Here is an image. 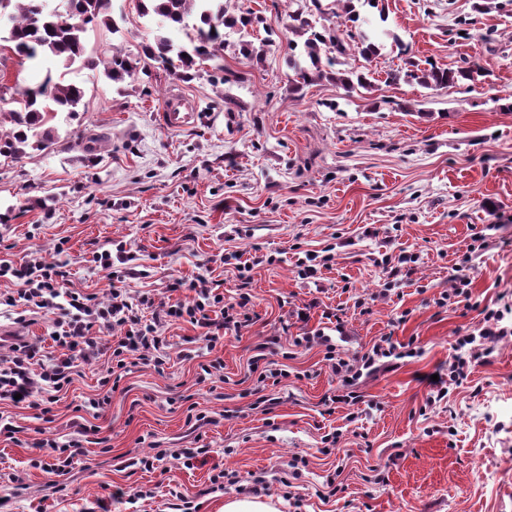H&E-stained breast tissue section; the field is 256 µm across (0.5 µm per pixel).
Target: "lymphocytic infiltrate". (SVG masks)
Returning <instances> with one entry per match:
<instances>
[{
  "label": "lymphocytic infiltrate",
  "mask_w": 512,
  "mask_h": 512,
  "mask_svg": "<svg viewBox=\"0 0 512 512\" xmlns=\"http://www.w3.org/2000/svg\"><path fill=\"white\" fill-rule=\"evenodd\" d=\"M12 280L16 292L0 293V305L9 307L24 304L26 312L17 316V323H25L26 313H43L53 318L52 340L60 348L56 357H42L37 346L21 342L10 346L0 356V402L33 411L36 419H46L53 411L58 393L75 380L79 364L108 360L109 365L98 380V392L88 399L87 407L103 410L119 388L128 366L141 363L163 371L167 356L163 349L167 338L165 325L173 322L190 324L199 331L200 340L208 349H215L226 332L239 331L253 322L249 306L254 297L248 287H241L234 302L224 300L220 282L205 279L175 280L172 291L188 288L191 300L168 301L160 304L152 299L133 300L126 289L113 288L108 302L97 301L91 294H83L69 287L70 260L64 248H57L53 260L36 258L15 265L0 259V279ZM439 307L453 310H478L481 327L478 332H465L455 337V354L448 361V377L434 383L428 400L444 399L448 388L462 384L471 366L484 362L495 344L512 338V326L504 320L512 313V306L491 308L474 301L468 277L458 276L448 291L437 300ZM294 346L324 347V359L335 376L339 401L355 404L359 395L357 382L366 375L387 367L396 357L397 346L391 337L374 341L360 356L350 358L337 350L323 329L295 336ZM90 427L79 424L78 438L61 442L48 436L45 429L34 428L25 442L39 449V456L30 465L43 471L66 474L74 462L83 437Z\"/></svg>",
  "instance_id": "lymphocytic-infiltrate-1"
}]
</instances>
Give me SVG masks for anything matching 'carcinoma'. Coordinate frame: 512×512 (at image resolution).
<instances>
[{"mask_svg":"<svg viewBox=\"0 0 512 512\" xmlns=\"http://www.w3.org/2000/svg\"><path fill=\"white\" fill-rule=\"evenodd\" d=\"M64 11L48 7L47 0H0V42L9 48L21 62L49 59L68 69L78 63L89 70L103 67L104 75L114 83L133 77L139 69L154 61L169 75L182 76L185 72L214 62L220 72L216 80L223 83L238 80V75L222 63L224 30L239 35V53L245 58L259 54L250 37L265 19L252 12L233 13L224 6V0H137L139 16L156 18V34L141 45L136 58L110 45L100 53L87 50L85 34L88 25L101 23L117 31L111 16L110 0H63ZM322 12L321 0H310V9L294 15L296 25L291 33L303 39L302 44L290 43L288 68L293 72L292 91L322 79L339 83L346 91L372 88L369 73L335 69L338 59L357 54L372 62L380 54L383 44L376 42L363 29L355 0H345V33L336 28L316 29L311 17ZM185 32L187 41L174 40L170 33ZM483 69L476 63L456 69L432 67L420 69L409 63V69L390 74L396 81L405 78L425 88L451 87L464 81L475 82ZM85 89L77 84L48 74L37 85H0V101L6 99L17 105L10 112L12 130L0 136V158L14 162L31 145L44 150L51 144V130L45 125L60 112H75L85 105Z\"/></svg>","mask_w":512,"mask_h":512,"instance_id":"obj_1","label":"carcinoma"}]
</instances>
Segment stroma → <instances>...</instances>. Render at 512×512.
<instances>
[{
	"label": "stroma",
	"instance_id": "obj_1",
	"mask_svg": "<svg viewBox=\"0 0 512 512\" xmlns=\"http://www.w3.org/2000/svg\"><path fill=\"white\" fill-rule=\"evenodd\" d=\"M123 15L119 32L94 29L88 49L103 44L137 55L153 31L136 0H112ZM233 10L266 18L277 37L247 59L226 42V68L239 81L220 83L203 65L191 77L161 69L137 75L123 89L74 66L19 64L0 51V83L33 85L46 73L82 84L86 105L52 121L54 143L0 162V259H52L64 243L71 287L108 300L113 287L132 297L162 298L175 280L202 275L222 282L225 297L240 285L217 254L260 248L274 264L251 271L258 321L230 333L208 352L187 323L165 327L164 372L136 365L110 405L94 419L105 445L85 444L66 475L31 468L32 451L0 435V468L24 478L0 479L12 512H102L109 492L135 484L153 497L111 499V512H219L229 496L282 499L281 512H512V341L495 345L462 386L428 404V375L447 370L458 331L476 330L477 312L436 304L457 275V263L483 234L487 248L467 275L474 299L512 302V0H378L361 12L387 30L372 63L349 57L341 68L369 66L373 90L347 92L321 80L289 89L288 25L298 0H231ZM457 68L479 63L476 82L425 88L389 81L404 58ZM192 101L195 126L171 131L158 119L171 93ZM235 108L226 109V100ZM123 244L139 270L95 269L94 251ZM331 249L334 260L316 278L296 273L293 244ZM418 254L412 279L381 289L377 261L386 248ZM365 311L357 313L354 302ZM309 308L308 322L295 313ZM344 311L331 337L356 355L383 336L414 343L418 354L362 377L360 403L324 406L336 379L323 350L292 349V338L323 327V308ZM278 336L267 363L288 364L291 377L267 385L270 413L250 407L255 383L248 365L258 343ZM294 350L291 360L282 352ZM224 359V379L200 381V365ZM98 374L84 367L54 406L53 435L69 434L76 405L96 392ZM209 425L190 433L188 408ZM356 420H349V413ZM341 431L321 454L322 438ZM203 444V462L186 469L167 462L152 472L128 458L152 447L170 452ZM305 467L292 472L294 457ZM383 467L376 482L373 470ZM236 484L213 488L218 471ZM336 495H323L327 480ZM64 495L50 494L53 482ZM109 498V497H108ZM190 508H183V501Z\"/></svg>",
	"mask_w": 512,
	"mask_h": 512
}]
</instances>
